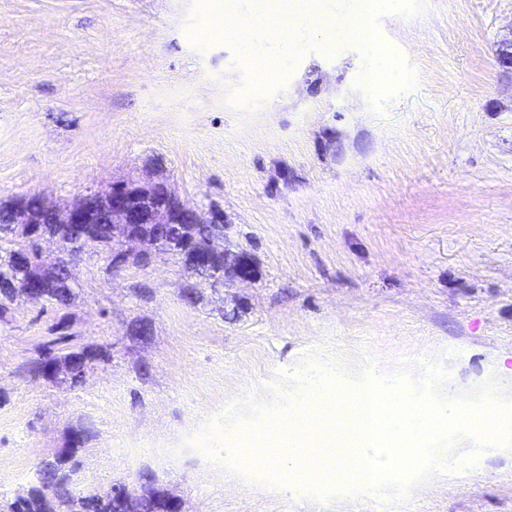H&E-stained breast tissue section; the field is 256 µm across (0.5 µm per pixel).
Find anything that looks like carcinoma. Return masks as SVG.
Here are the masks:
<instances>
[{
    "label": "carcinoma",
    "mask_w": 512,
    "mask_h": 512,
    "mask_svg": "<svg viewBox=\"0 0 512 512\" xmlns=\"http://www.w3.org/2000/svg\"><path fill=\"white\" fill-rule=\"evenodd\" d=\"M0 241L17 243V247L10 250L8 259L0 261V320L4 321L9 310L8 304L21 295L20 288L24 287L25 271L17 267L15 257L32 249L35 241H15L13 227L8 224V213L3 207H0ZM88 244L101 250L109 249L112 244V225H90ZM57 264L59 269L46 282L43 301L67 308L72 305L76 293L72 287H62L61 281H77L76 267L67 265L63 258ZM69 328L68 316L65 315L53 328L57 337L43 345L37 358L25 364L24 372L27 375L43 376L53 381L62 374L75 387L82 383L87 369L94 362L106 358L99 351L79 348L73 344L77 336L69 332ZM75 453L76 449L69 448L53 459L42 462L38 468V481L27 496L9 505L8 512H118L113 505L114 496L110 488L88 496L76 492L73 480L76 471V462L73 460ZM140 480L150 494L144 512H161L170 494L154 486V479L149 472L141 473Z\"/></svg>",
    "instance_id": "cac0c4a2"
}]
</instances>
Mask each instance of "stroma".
Segmentation results:
<instances>
[{"label":"stroma","mask_w":512,"mask_h":512,"mask_svg":"<svg viewBox=\"0 0 512 512\" xmlns=\"http://www.w3.org/2000/svg\"><path fill=\"white\" fill-rule=\"evenodd\" d=\"M278 7L0 0V200L71 204L154 165L224 212L223 247L255 270L213 287L170 253L115 273L89 251L68 311L17 299L0 321L1 505L89 421L84 495L139 490L148 471L182 512H512V445L463 479L322 499L215 458L313 367L346 388L369 371L415 387L436 366L441 397L512 407V79L494 65L512 0H378L370 45L309 31L290 49L221 24ZM381 49L391 76L375 85ZM64 314L111 354L74 387L22 371Z\"/></svg>","instance_id":"stroma-1"}]
</instances>
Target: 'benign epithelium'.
Listing matches in <instances>:
<instances>
[{"label":"benign epithelium","mask_w":512,"mask_h":512,"mask_svg":"<svg viewBox=\"0 0 512 512\" xmlns=\"http://www.w3.org/2000/svg\"><path fill=\"white\" fill-rule=\"evenodd\" d=\"M496 66L505 76L512 75V38L500 42L495 57ZM51 222L67 224L75 237L85 234V225L107 222L112 225V242L127 243L136 249V254L145 256L153 250L176 252L185 250V241L174 231L165 244L153 241L151 224H224V213L211 211L202 213L179 198L166 178L149 173L131 176L112 183L108 189L90 193L76 203L60 207L48 204ZM13 223L18 228L26 224H42V212L29 207L25 199L10 204ZM224 260V279L246 277L243 257L220 249L214 242L195 252L191 260L198 268L210 265L215 258ZM116 498L122 506L121 512H141V495L121 491Z\"/></svg>","instance_id":"obj_1"}]
</instances>
